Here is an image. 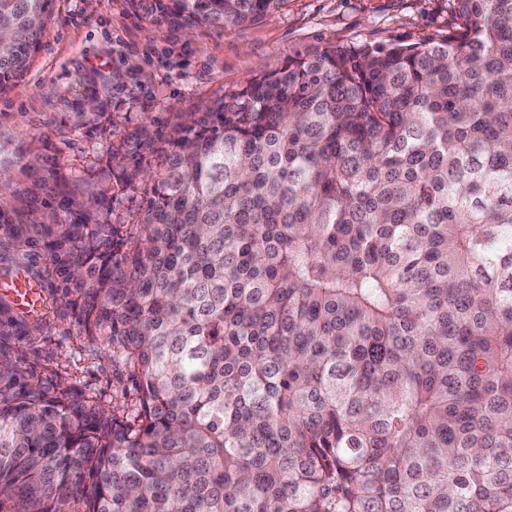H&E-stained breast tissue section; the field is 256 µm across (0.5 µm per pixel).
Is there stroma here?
Instances as JSON below:
<instances>
[{
  "label": "stroma",
  "mask_w": 512,
  "mask_h": 512,
  "mask_svg": "<svg viewBox=\"0 0 512 512\" xmlns=\"http://www.w3.org/2000/svg\"><path fill=\"white\" fill-rule=\"evenodd\" d=\"M152 0H53L39 47L25 73L0 92V146L21 147L24 169L0 194V212L15 224L28 213L69 224L71 197L94 191L124 235L140 234L143 185L119 188L120 170L103 173L108 151L148 158L142 127L167 134L180 113L201 111L242 90L260 71L331 43L414 44L455 30V0H283L273 16L185 33L154 22ZM24 274L42 292L12 345L37 377L92 398L104 411L136 422L132 372L109 334L89 340L55 296L60 276L42 246L25 266L0 250V281Z\"/></svg>",
  "instance_id": "35a3bbf8"
}]
</instances>
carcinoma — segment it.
<instances>
[{
    "instance_id": "carcinoma-1",
    "label": "carcinoma",
    "mask_w": 512,
    "mask_h": 512,
    "mask_svg": "<svg viewBox=\"0 0 512 512\" xmlns=\"http://www.w3.org/2000/svg\"><path fill=\"white\" fill-rule=\"evenodd\" d=\"M281 0H167L223 28ZM455 31L332 44L176 125L132 242L87 207L41 239L109 330L134 425L37 379L0 303V512H512V0ZM52 0H0V90Z\"/></svg>"
}]
</instances>
